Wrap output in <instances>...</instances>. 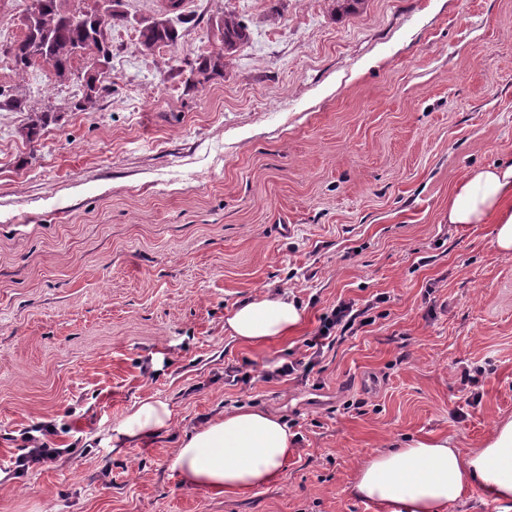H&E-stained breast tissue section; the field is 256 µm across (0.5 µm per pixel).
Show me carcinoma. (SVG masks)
I'll return each instance as SVG.
<instances>
[{"label":"carcinoma","mask_w":512,"mask_h":512,"mask_svg":"<svg viewBox=\"0 0 512 512\" xmlns=\"http://www.w3.org/2000/svg\"><path fill=\"white\" fill-rule=\"evenodd\" d=\"M122 7L123 0H101V5L91 11H68L63 0H33L24 18V36L3 49V53L10 55L18 68L47 63L57 76L63 77L70 72L74 58L107 55L104 29L112 22L124 20ZM181 22L179 10L142 27L139 35L142 50L149 52L161 45L175 44L179 37L176 24ZM215 30L224 44V53L182 60L189 78L199 84L220 72L224 68V54L247 37L246 24L232 13L216 19Z\"/></svg>","instance_id":"cac0c4a2"}]
</instances>
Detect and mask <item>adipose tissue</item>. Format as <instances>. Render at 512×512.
<instances>
[{
	"label": "adipose tissue",
	"mask_w": 512,
	"mask_h": 512,
	"mask_svg": "<svg viewBox=\"0 0 512 512\" xmlns=\"http://www.w3.org/2000/svg\"><path fill=\"white\" fill-rule=\"evenodd\" d=\"M448 221L493 225L495 248L512 253V163L465 173L448 198ZM301 319L293 299L265 293L239 303L226 316L224 329L260 347L287 336ZM172 420L166 402L142 401L118 425L114 440L141 443ZM295 438L273 411L230 408L180 440L172 467L185 484L243 495L279 479ZM476 485L500 512H512V417L498 421L479 448L464 451L450 439L425 438L375 452L360 462L350 492L384 512H446Z\"/></svg>",
	"instance_id": "1"
}]
</instances>
